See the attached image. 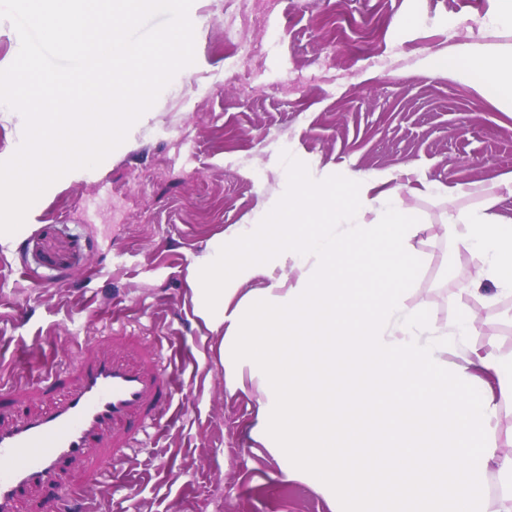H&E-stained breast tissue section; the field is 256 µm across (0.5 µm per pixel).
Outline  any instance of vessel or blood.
I'll return each instance as SVG.
<instances>
[{"mask_svg": "<svg viewBox=\"0 0 512 512\" xmlns=\"http://www.w3.org/2000/svg\"><path fill=\"white\" fill-rule=\"evenodd\" d=\"M171 398L166 377L149 376L106 356L79 364V385L65 401L16 425L0 429V512H15L35 484H51L68 461L87 459L96 476L112 468L101 435L113 423L142 412L154 397Z\"/></svg>", "mask_w": 512, "mask_h": 512, "instance_id": "b4317fda", "label": "vessel or blood"}]
</instances>
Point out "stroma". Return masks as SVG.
<instances>
[{
  "instance_id": "obj_1",
  "label": "stroma",
  "mask_w": 512,
  "mask_h": 512,
  "mask_svg": "<svg viewBox=\"0 0 512 512\" xmlns=\"http://www.w3.org/2000/svg\"><path fill=\"white\" fill-rule=\"evenodd\" d=\"M494 0H255L234 26L232 0H194L195 61L126 141L83 177L65 175L0 247V428L62 403L80 359L106 355L171 378L175 397L105 434L117 459L94 481L79 461L59 489L83 486L95 512H330L307 483L285 481L250 428L253 391H230L192 313L186 274L213 240L286 204L298 178L351 201L360 172L413 170L420 267L412 303L439 324L477 268L444 234L466 209L439 186L512 172V114L457 75L426 76L428 55L468 43L512 53L490 27ZM473 346L512 351V294L469 305ZM60 383L36 388L46 374Z\"/></svg>"
}]
</instances>
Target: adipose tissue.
<instances>
[{
	"instance_id": "adipose-tissue-1",
	"label": "adipose tissue",
	"mask_w": 512,
	"mask_h": 512,
	"mask_svg": "<svg viewBox=\"0 0 512 512\" xmlns=\"http://www.w3.org/2000/svg\"><path fill=\"white\" fill-rule=\"evenodd\" d=\"M429 75L459 74L494 103H512V57L461 44L426 58ZM411 167L359 173L360 191L329 219L330 192L299 184L287 206L267 211L278 237L233 233L249 259L227 263L216 241L188 267L193 312L216 334L232 389L255 383L260 397L251 429L274 458H287L288 480H308L339 512H512V449L495 436L512 407V356L470 345V314L436 324L409 301L418 258L409 250L415 212L403 193ZM448 199L479 197L447 233L478 263L481 285L512 294V216L494 213L512 196V173L456 183ZM384 273L386 288H353L354 276ZM269 277L261 294L242 282ZM255 306L252 322H226L233 298ZM499 486L489 490L490 475Z\"/></svg>"
}]
</instances>
